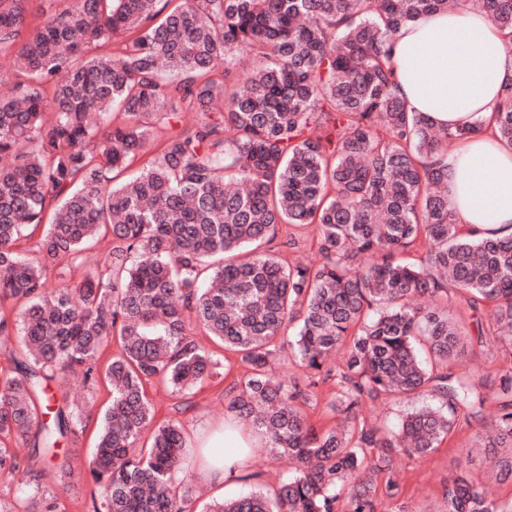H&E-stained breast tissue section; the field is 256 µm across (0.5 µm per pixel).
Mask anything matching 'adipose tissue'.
I'll use <instances>...</instances> for the list:
<instances>
[{"label": "adipose tissue", "instance_id": "1", "mask_svg": "<svg viewBox=\"0 0 512 512\" xmlns=\"http://www.w3.org/2000/svg\"><path fill=\"white\" fill-rule=\"evenodd\" d=\"M393 61L398 94L410 110L439 127L478 130L447 159L455 223L477 227L487 237L512 234V148L487 127L512 76V38L469 4L401 28Z\"/></svg>", "mask_w": 512, "mask_h": 512}]
</instances>
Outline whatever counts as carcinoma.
Segmentation results:
<instances>
[{
  "mask_svg": "<svg viewBox=\"0 0 512 512\" xmlns=\"http://www.w3.org/2000/svg\"><path fill=\"white\" fill-rule=\"evenodd\" d=\"M470 1L512 36V0L454 7ZM29 2L0 0V478L17 481L0 512H58L51 474L90 482L91 512H185L186 440L147 388L184 396L220 375L195 329L245 367L227 416L298 462L274 496L204 512H410L396 456L475 425L477 453L512 480V367L491 394L465 363L476 347L512 361V237L453 222L442 161L477 130L409 111L393 75L394 34L448 0H44L27 36ZM96 114L120 122L99 136ZM160 116L180 127L155 148ZM490 125L512 146V78ZM302 229L319 259L282 263ZM103 241L104 268L86 269ZM67 370L111 394L76 468L59 446L79 410L51 387ZM328 385L341 423L322 430L307 408ZM391 399L422 405L384 435L363 412ZM442 501L512 512L465 469Z\"/></svg>",
  "mask_w": 512,
  "mask_h": 512,
  "instance_id": "obj_1",
  "label": "carcinoma"
}]
</instances>
